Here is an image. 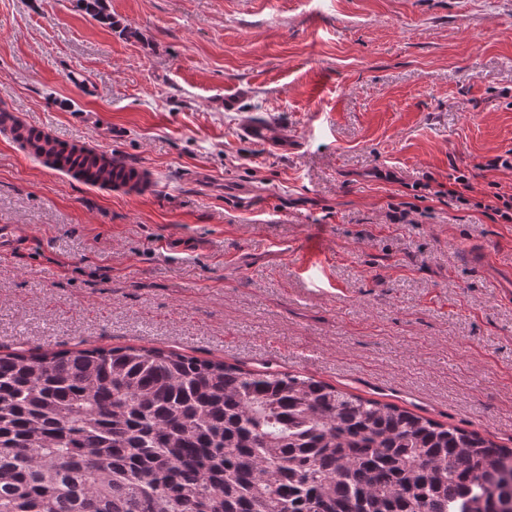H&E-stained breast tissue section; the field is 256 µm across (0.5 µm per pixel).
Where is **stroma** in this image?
Wrapping results in <instances>:
<instances>
[{
	"mask_svg": "<svg viewBox=\"0 0 512 512\" xmlns=\"http://www.w3.org/2000/svg\"><path fill=\"white\" fill-rule=\"evenodd\" d=\"M108 4L0 0V111L157 176L133 198L0 137V343L301 373L512 448V224L481 208L512 193L481 167L512 0ZM459 170L467 203L436 197Z\"/></svg>",
	"mask_w": 512,
	"mask_h": 512,
	"instance_id": "1",
	"label": "stroma"
}]
</instances>
